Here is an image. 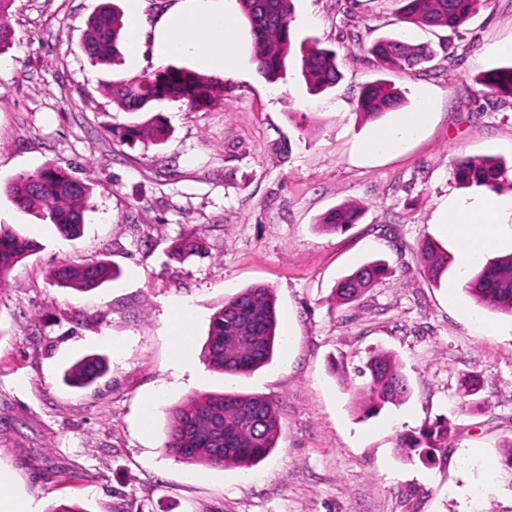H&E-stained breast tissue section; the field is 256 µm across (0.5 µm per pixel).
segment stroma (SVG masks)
<instances>
[{
    "label": "stroma",
    "mask_w": 512,
    "mask_h": 512,
    "mask_svg": "<svg viewBox=\"0 0 512 512\" xmlns=\"http://www.w3.org/2000/svg\"><path fill=\"white\" fill-rule=\"evenodd\" d=\"M101 0H15L12 47L0 54V224L38 249L0 281V472L5 498L31 512L78 503L84 512H512V314L465 292L460 241L437 222L441 204L471 199L454 174L460 156L499 158L500 193L512 195V99H475V77L512 64V0H481L459 31L400 22L398 0H295L299 39L336 50L343 78L309 91L298 58L268 82L236 14L237 78H219L215 101L191 109L155 104L168 135L122 144L114 126L132 114L113 102L122 77L153 72L150 49L119 46L111 63L81 49ZM444 45L430 64L380 74L365 48L386 34ZM385 79L405 97L376 120L356 111L362 87ZM434 95L422 132L400 152L372 155L377 127ZM91 189L77 237L19 210L4 192L48 165ZM349 202L365 213L342 232L319 220ZM204 230L209 250L176 259L173 242ZM447 251L441 283L424 276L418 244ZM108 261L118 279L90 291L62 288L63 263ZM392 276L349 306L334 288L365 262ZM271 288L281 332L272 361L247 376L201 361L210 318L242 289ZM484 319L477 327L474 316ZM191 344H184V337ZM393 352L411 387L401 406L363 417L331 362L355 372L375 351ZM106 374L89 389L65 371L84 356ZM481 391L462 399L460 378ZM232 392L272 399L276 449L248 468L178 461L163 445L170 410L190 396ZM447 420L448 446L432 462L394 453L402 431ZM55 467L57 477L43 475Z\"/></svg>",
    "instance_id": "obj_1"
}]
</instances>
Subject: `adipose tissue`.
<instances>
[{
  "label": "adipose tissue",
  "mask_w": 512,
  "mask_h": 512,
  "mask_svg": "<svg viewBox=\"0 0 512 512\" xmlns=\"http://www.w3.org/2000/svg\"><path fill=\"white\" fill-rule=\"evenodd\" d=\"M234 0H172L153 23L133 19L129 41L139 47L150 43L157 62L189 56L206 69L232 76L238 70L241 47L233 20ZM430 95H423L420 111L401 116L391 127L376 130L366 145L373 154L395 153L419 134L430 110ZM512 217V196L491 195L472 201H446L439 209L443 230L461 240L462 266L481 259L497 247L495 228Z\"/></svg>",
  "instance_id": "1"
}]
</instances>
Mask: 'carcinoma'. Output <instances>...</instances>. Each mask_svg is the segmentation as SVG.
I'll list each match as a JSON object with an SVG mask.
<instances>
[{"mask_svg":"<svg viewBox=\"0 0 512 512\" xmlns=\"http://www.w3.org/2000/svg\"><path fill=\"white\" fill-rule=\"evenodd\" d=\"M250 35L255 44L252 61L262 76L276 82L285 76V61L295 50L291 27L294 0H239ZM402 21L420 28H447L457 31L475 12L479 0H400ZM124 30L123 16L108 0L88 20L82 49L90 59L109 62L119 55ZM365 51L382 72L395 68L414 70L434 60L436 52L427 44H412L394 35H384ZM300 65L306 82L317 92L336 86L343 79L342 63L331 49L312 43H300ZM478 93L512 99V65L499 67L477 77ZM216 79L193 70L164 68L152 74L122 78L112 82V99L125 112L137 114L150 104L177 99L190 108L211 102ZM404 96L382 79L360 92L356 108L360 115L375 120L401 107ZM166 129L159 115L127 124L118 137L128 142H159ZM457 181L464 188H481L496 194L506 175L495 157L474 160L459 157L454 165ZM5 191L18 209L53 224L65 237H76L84 223L90 188L69 170L46 166L34 174L22 175L9 183ZM363 208L341 204L327 212L320 225L326 231L343 230L359 221ZM37 243L0 224V281ZM207 249L203 233L177 241L178 255L199 254ZM419 251L427 277L438 283L448 270V254L431 238L420 242ZM394 272L386 260L368 261L341 279L335 294L338 303L350 304L375 281ZM63 288L92 289L116 278L105 261L90 264H63L51 272ZM465 291L481 306L512 313V254L488 260L465 283ZM277 314L271 289L246 288L224 301L211 316L202 361L210 369L231 376H245L267 364L277 340ZM106 371L103 361L86 356L68 370L71 381L80 387L92 385ZM361 375L367 376L360 389L365 396L363 414L373 416L389 406H399L410 396L406 375L388 352L374 354ZM280 426L272 401L261 395L235 393L193 396L171 410L170 426L164 443L166 451L180 461L207 468L228 464L254 465L277 446ZM448 423L435 422L419 432H402L395 438L394 450L412 461L430 459L447 447ZM180 448L194 452L183 454Z\"/></svg>","mask_w":512,"mask_h":512,"instance_id":"obj_1","label":"carcinoma"}]
</instances>
